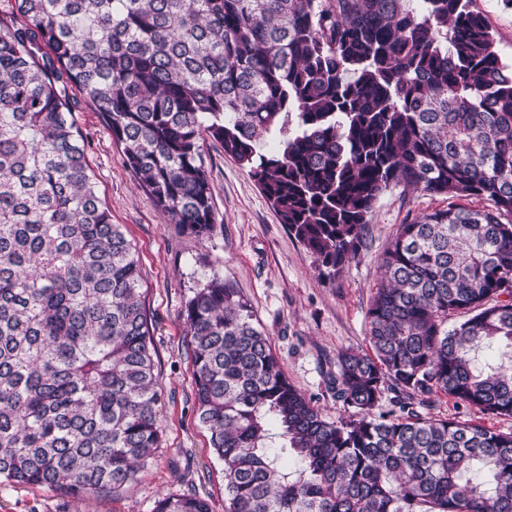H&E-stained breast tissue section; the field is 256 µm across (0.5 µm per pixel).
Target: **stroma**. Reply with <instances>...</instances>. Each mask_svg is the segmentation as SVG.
Returning a JSON list of instances; mask_svg holds the SVG:
<instances>
[{
	"instance_id": "obj_1",
	"label": "stroma",
	"mask_w": 512,
	"mask_h": 512,
	"mask_svg": "<svg viewBox=\"0 0 512 512\" xmlns=\"http://www.w3.org/2000/svg\"><path fill=\"white\" fill-rule=\"evenodd\" d=\"M472 7L493 30L502 61L512 63V9L500 0H472ZM69 97L99 194L139 260L162 391V445L135 483L117 497L66 502L47 488L0 484V512H153L162 496L181 494L205 498L211 512H224V464L213 455L210 433L196 412L182 316L191 288L215 274L230 280L248 300L289 381L328 417L339 418L344 408L327 387L328 375L338 351L369 348L366 313L380 284V258L400 225L446 201L399 186L387 189L376 203L368 249L330 280L317 273L311 254L220 144L209 140L203 147L217 230L200 240L172 224L138 187L99 112L77 90H70ZM419 410L512 432V417L484 414L441 394L426 396Z\"/></svg>"
}]
</instances>
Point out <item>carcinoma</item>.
Segmentation results:
<instances>
[{"label":"carcinoma","instance_id":"carcinoma-1","mask_svg":"<svg viewBox=\"0 0 512 512\" xmlns=\"http://www.w3.org/2000/svg\"><path fill=\"white\" fill-rule=\"evenodd\" d=\"M471 4L8 0L1 484L116 496L162 445L139 263L97 192L74 87L172 223L216 231L212 139L330 279L367 248L390 185L448 200L382 256L372 353L339 351L330 379L346 417L289 382L230 281L191 289L183 320L224 512H512V433L416 407L440 393L512 417V64ZM154 512L211 508L166 495Z\"/></svg>","mask_w":512,"mask_h":512}]
</instances>
